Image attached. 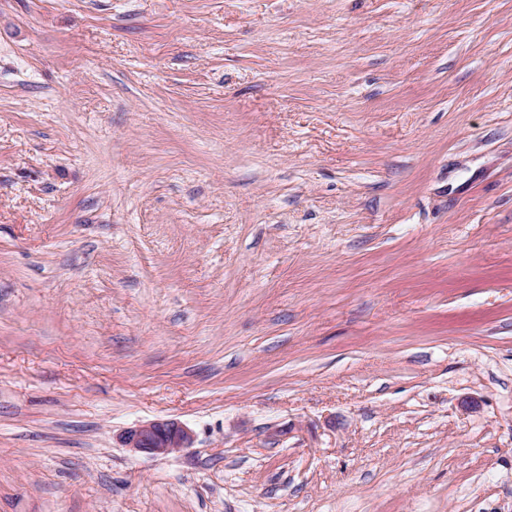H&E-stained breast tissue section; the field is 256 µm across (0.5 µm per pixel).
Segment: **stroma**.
<instances>
[{"label":"stroma","mask_w":512,"mask_h":512,"mask_svg":"<svg viewBox=\"0 0 512 512\" xmlns=\"http://www.w3.org/2000/svg\"><path fill=\"white\" fill-rule=\"evenodd\" d=\"M0 512H512V0H0ZM124 442L134 452L166 456L189 448L192 436L176 421L158 420L129 429Z\"/></svg>","instance_id":"35a3bbf8"}]
</instances>
